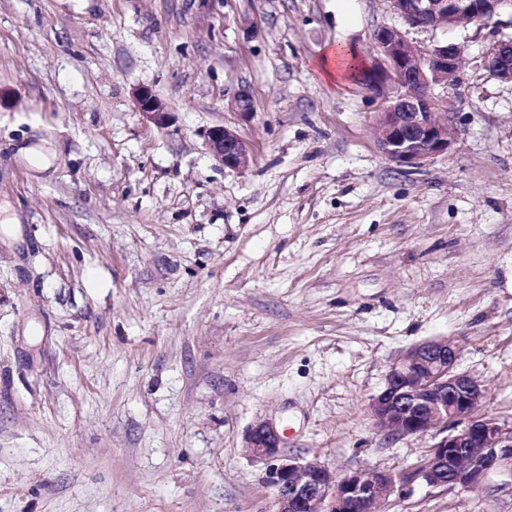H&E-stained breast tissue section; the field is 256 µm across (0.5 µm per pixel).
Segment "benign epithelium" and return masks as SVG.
<instances>
[{
  "mask_svg": "<svg viewBox=\"0 0 512 512\" xmlns=\"http://www.w3.org/2000/svg\"><path fill=\"white\" fill-rule=\"evenodd\" d=\"M409 24L449 28L480 22L512 10V0H388ZM372 79L365 87L380 101L374 133L381 154L396 167L416 168L452 144L450 112L434 86L458 78L466 49L454 42L419 48L396 28L372 34ZM485 66L498 80L512 83V41L485 53ZM142 119L167 127L172 112L150 85L133 91ZM230 107L255 112L249 92L237 90ZM206 145L224 167L243 169L250 150L237 132L216 125L204 132ZM483 386L458 368V351L446 340H427L408 348L389 368L385 385L368 403L375 427L399 437L440 438L416 467V477L429 486L474 488L490 475L512 478V430L477 412ZM282 434L270 422H258L248 432L247 450L265 465V482L273 490L264 512H383L382 506L406 479L386 471H351L343 475L317 458L302 460L281 454Z\"/></svg>",
  "mask_w": 512,
  "mask_h": 512,
  "instance_id": "1",
  "label": "benign epithelium"
}]
</instances>
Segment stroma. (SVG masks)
<instances>
[{
	"mask_svg": "<svg viewBox=\"0 0 512 512\" xmlns=\"http://www.w3.org/2000/svg\"><path fill=\"white\" fill-rule=\"evenodd\" d=\"M382 26L468 47L451 148L417 169L379 152V101L319 67L337 43L369 58ZM510 39L508 12L426 29L388 0H0V512H265L260 421L284 455L407 477L385 512H512L497 475L412 479L433 436L367 410L445 339L512 428V85L483 65ZM215 125L246 168L213 159ZM135 107L142 119L157 128H166L172 120L167 102L150 85H138L133 91ZM204 138L210 153L224 167H247L250 150L235 130L224 125H216L204 132Z\"/></svg>",
	"mask_w": 512,
	"mask_h": 512,
	"instance_id": "35a3bbf8",
	"label": "stroma"
}]
</instances>
